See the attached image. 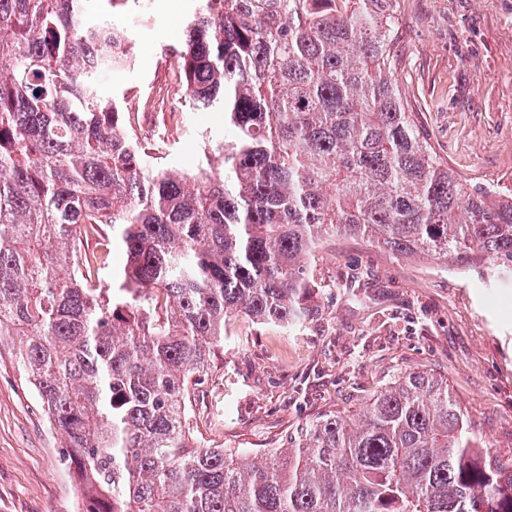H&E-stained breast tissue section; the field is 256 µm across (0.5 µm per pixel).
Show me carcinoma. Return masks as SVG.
I'll return each mask as SVG.
<instances>
[{"mask_svg":"<svg viewBox=\"0 0 512 512\" xmlns=\"http://www.w3.org/2000/svg\"><path fill=\"white\" fill-rule=\"evenodd\" d=\"M81 4L0 0V336L72 451L81 512H512V456L420 372L293 448L192 441L224 324L305 328L325 238L512 278V195L450 172L400 91L397 0H205L176 77L231 137L224 172L191 176L101 96L133 57Z\"/></svg>","mask_w":512,"mask_h":512,"instance_id":"cac0c4a2","label":"carcinoma"}]
</instances>
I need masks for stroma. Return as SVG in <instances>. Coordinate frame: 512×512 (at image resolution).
Segmentation results:
<instances>
[{
  "label": "stroma",
  "instance_id": "35a3bbf8",
  "mask_svg": "<svg viewBox=\"0 0 512 512\" xmlns=\"http://www.w3.org/2000/svg\"><path fill=\"white\" fill-rule=\"evenodd\" d=\"M393 48L402 90L454 175L512 192V0H399ZM198 0H85L91 23L124 30L135 65L100 74L105 98L142 106L144 142L166 136L163 161L197 172L219 168L224 115L159 110L172 85L171 48ZM320 312L302 332L246 316L224 327V349L191 410L197 446L285 448L319 417L356 414L394 377L414 371L447 380L470 432L490 452L512 455V283L483 282L428 256L397 257L362 240L330 237L314 259ZM358 284L357 297L346 292ZM64 440L0 341V512H79Z\"/></svg>",
  "mask_w": 512,
  "mask_h": 512
}]
</instances>
